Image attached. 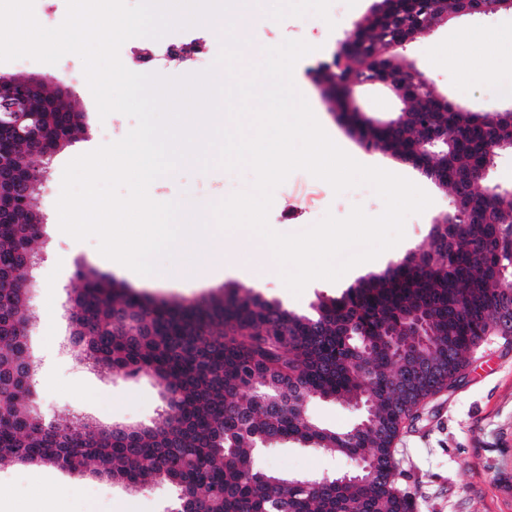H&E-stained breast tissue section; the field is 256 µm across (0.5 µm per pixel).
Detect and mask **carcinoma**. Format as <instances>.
<instances>
[{"instance_id":"1","label":"carcinoma","mask_w":512,"mask_h":512,"mask_svg":"<svg viewBox=\"0 0 512 512\" xmlns=\"http://www.w3.org/2000/svg\"><path fill=\"white\" fill-rule=\"evenodd\" d=\"M380 0L360 29L365 39L343 65L324 75L337 83L352 71L379 72L394 82L409 63L385 30L408 26L421 13L407 4L403 18ZM51 110L17 127L0 112V462L43 464L82 477L108 479L137 493L152 483L176 488L182 512H414L410 492L396 480L372 479L305 489L293 479L256 468L261 441L293 440L364 462L394 460L403 424L433 393L404 406L400 361L381 337L426 323L415 351L434 360L448 353L447 381L456 385L472 355L491 338L502 339L501 318L512 309V192L483 177L493 148L512 144V119L463 112L453 105L430 111L429 94L408 95V111L374 125L342 96L336 119L367 150H378L423 173L452 175L455 223L433 220L427 249L387 271L322 297L307 315L297 314L243 287L177 304L120 289L89 269L83 287L69 296L70 344L78 357L109 376L154 377L167 410L150 427L131 432L93 421L46 418L34 401L35 366L28 347L30 292L39 265L36 244L43 216L35 201L45 174L62 149L85 133V115L59 88L44 84ZM434 134L448 144L428 155L407 148ZM369 392L374 415L388 428L376 431L323 427L302 412L313 397L356 404Z\"/></svg>"}]
</instances>
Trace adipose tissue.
<instances>
[{
  "instance_id": "ef3b65f1",
  "label": "adipose tissue",
  "mask_w": 512,
  "mask_h": 512,
  "mask_svg": "<svg viewBox=\"0 0 512 512\" xmlns=\"http://www.w3.org/2000/svg\"><path fill=\"white\" fill-rule=\"evenodd\" d=\"M447 60L476 80L494 69L512 74V25L484 33L476 42L470 41L468 32H457L448 44Z\"/></svg>"
}]
</instances>
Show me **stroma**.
I'll return each mask as SVG.
<instances>
[{
    "instance_id": "1",
    "label": "stroma",
    "mask_w": 512,
    "mask_h": 512,
    "mask_svg": "<svg viewBox=\"0 0 512 512\" xmlns=\"http://www.w3.org/2000/svg\"><path fill=\"white\" fill-rule=\"evenodd\" d=\"M374 0H333L329 19L314 15L290 17L275 22L268 17H239L237 32L250 38L244 54L245 63L261 59V50L283 40H303L334 50L353 28L356 20L369 12ZM512 24L511 13L481 18L454 17L448 25L429 31L409 43L403 51L407 61L434 85L449 101L473 112H495L507 103L499 92L506 73L487 75L474 80L466 73L449 68L445 51L448 32L453 28L488 30ZM199 34L206 39L203 62H180L158 59L143 65L145 52H156L160 43L143 38L126 41L119 56L133 72L157 73L179 77L198 73L211 66L220 49L218 27L208 25L179 29L166 36L167 43ZM308 59H300L294 69V81L312 110L340 147L362 164L395 166L399 175L420 186L432 199L422 214L409 216L405 222V250L414 251L429 240L431 221L447 212L450 197L446 191L422 178L415 169L393 162L387 155L366 150L350 138L328 112L309 75ZM0 71L35 75L47 83L67 88L73 107L87 116L84 136L59 152L52 163L45 188L36 206L46 224L57 221L56 201L61 191L65 165L74 157L101 145L122 139L135 125L132 118L120 113L100 118L93 95L83 75L80 58L63 56L57 64L22 58L0 62ZM250 171L232 172L216 169L207 173L186 165L169 176L159 178L149 188L151 196L161 201L184 198L186 203H212L235 191L249 188ZM361 205L370 216L380 215L383 201L377 195L361 198L359 188L334 193L329 184L298 170L277 187L273 195L268 222L279 233H297L321 220L325 214L346 217L354 205ZM39 267L31 304L36 318L30 333V354L38 377L47 386L37 387V404L48 417L76 421L92 420L107 425L149 426L158 421L165 408L161 389L153 377H108L79 362L69 345V326L65 302L72 289L80 287L78 268H92L133 292L170 301L222 294L235 286L253 289L264 298L277 300L298 313L309 312L323 296H336L349 285L383 272L398 262L401 254L388 250L373 264L362 263L346 272L338 281H311L301 295H293L281 277L260 282L239 277L225 267L222 255L212 263L220 269L213 278H172L160 283L148 277L134 278L112 266L97 249L96 239L78 241L69 236L43 235L39 240ZM59 338V346L45 351L47 333ZM396 477L400 487L414 496L416 512H512V498L503 492L512 488V345L495 339L483 344L470 360L458 385L422 405L413 425L405 428L395 445ZM256 468L288 476H312L349 470L352 463L344 457L331 456L315 448H305L292 441H282L253 453ZM174 489L161 483L130 495L120 486L90 476L74 479L68 472L48 466L0 465V512H169Z\"/></svg>"
}]
</instances>
